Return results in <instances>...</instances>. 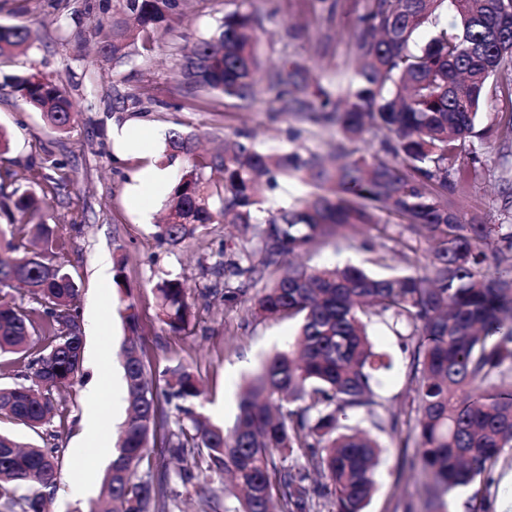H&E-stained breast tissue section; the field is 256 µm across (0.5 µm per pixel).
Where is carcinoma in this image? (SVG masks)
Masks as SVG:
<instances>
[{
    "mask_svg": "<svg viewBox=\"0 0 512 512\" xmlns=\"http://www.w3.org/2000/svg\"><path fill=\"white\" fill-rule=\"evenodd\" d=\"M185 2L99 0L83 12L111 15L99 53L118 64L135 44L169 31ZM442 11L454 22L415 47V33ZM363 23L351 87L334 102L316 86L327 112L312 119L336 124L351 142L371 131L390 158L329 163L311 152L260 150L243 132L206 152L197 135L169 130L163 157L183 166L156 237L177 247L209 224L236 225L239 241L224 245L212 267L224 276V308L247 302L254 320L288 317L298 332L241 387L232 426L213 423L200 412L202 389L189 364L153 370L117 261L128 417L101 483L106 512H176L193 498L202 512H322L328 502L335 512H364L381 446L349 424L356 411L397 447L414 449L427 512H448V494L467 487V512H490L486 488L504 449H512V224L468 221L452 195L466 142L482 136L476 126L487 103L502 104L498 128L512 140V76H505L512 70V0H374ZM254 24L250 14L228 12L182 57L181 84L193 97L254 95ZM32 46L29 27L0 26V59ZM268 84L276 99L304 110L293 96L311 86L303 69L280 70ZM11 87L58 130L92 107L35 68L11 77ZM142 104L113 89V110ZM288 175L313 191L258 222L264 191ZM43 180L41 193L17 187L0 208L8 218L0 227V293L27 300L0 301V355H16L0 363V373H32L29 384L0 385V417L34 431L65 417L54 391L76 381L83 352L79 288L54 262L61 243L45 220L53 178ZM359 225L382 239L373 264L386 267L400 255L408 267L380 275L291 261L313 246L353 245ZM25 229L40 250H26ZM415 237L427 245L424 266L413 258ZM156 293L163 323L186 330L194 312L185 283L164 279ZM376 320L409 329L403 422L378 412L373 384L392 358L369 338ZM226 475L230 483L214 485ZM60 479L58 449L0 433V512H46Z\"/></svg>",
    "mask_w": 512,
    "mask_h": 512,
    "instance_id": "carcinoma-1",
    "label": "carcinoma"
}]
</instances>
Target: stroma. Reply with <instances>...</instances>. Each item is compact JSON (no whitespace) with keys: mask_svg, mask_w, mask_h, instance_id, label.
<instances>
[{"mask_svg":"<svg viewBox=\"0 0 512 512\" xmlns=\"http://www.w3.org/2000/svg\"><path fill=\"white\" fill-rule=\"evenodd\" d=\"M367 7L368 0H189L185 15L171 31L150 47H132L129 56L115 65L95 54L92 41L64 38L57 22L59 12L49 0H0V26L25 24L35 34L26 54L0 61V126L12 135L9 152L0 156V195L9 194L17 178L29 169L55 178L57 195L49 203L47 216L55 222L63 243L58 260L80 288L76 306L84 330L82 369L75 384L56 396L67 409L66 419L53 422L40 434L0 420L1 430L21 440L60 448L62 478L52 495V512H87L89 499L70 496L69 481L81 474L93 487H100L107 468L106 463L74 454L83 442V412L99 362H106L116 378L124 376L119 351L126 328L116 287L102 283V261L125 256L124 284L136 305L141 336L154 367L190 363L204 385L203 412L213 422L232 425L243 377L291 342L296 331L295 321L288 318L257 323L246 305L225 308L220 293L224 281L210 268L225 241L235 236V229L211 224L175 248L156 238L163 199H156L149 214L143 215L130 202L128 190L141 168L160 164L163 148L155 146L147 157L118 156L112 146L113 125L167 130L178 124L184 131L199 134L209 148L224 135L244 131L264 148L300 146L324 156L357 149L370 158L380 156L378 141L353 144L334 124L313 122L283 110L265 78L266 73L292 61L306 67L334 96L344 95L359 57L360 18ZM235 9L256 18L254 38L262 73L257 92L246 100L209 97L201 103L191 99L177 75L182 50L212 33L225 12ZM31 67L62 82L72 97L92 100V109L79 114L68 130L52 128L7 83L9 75ZM116 88L155 98L158 105L150 112L113 111ZM499 120L496 110L484 111L482 125L488 133L473 143L479 157L478 175L459 183L455 196L466 216L507 224L512 223V208L505 206L506 193L512 188V141L500 139ZM379 244L374 231L365 229L358 234L355 247L319 246L307 259L312 264L365 267L372 248ZM170 274L181 277L195 303V316L187 332L180 334L160 321L153 292L155 284ZM371 334L394 362L393 369L382 376L378 392L386 408L396 414L405 400L406 355L400 337L386 325L374 324ZM378 439L384 452L368 512H393L400 500L422 506L419 470L404 462L402 450L388 433H379Z\"/></svg>","mask_w":512,"mask_h":512,"instance_id":"1","label":"stroma"}]
</instances>
